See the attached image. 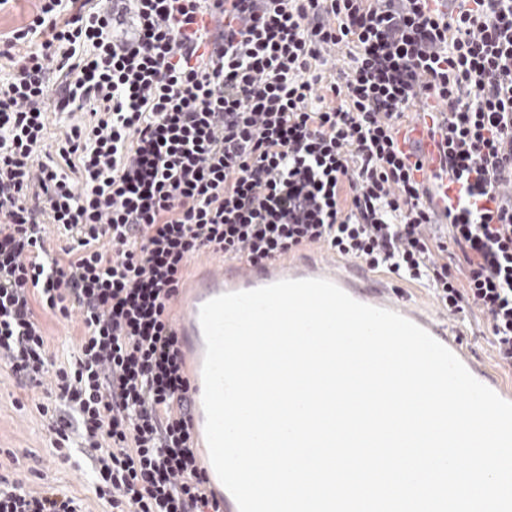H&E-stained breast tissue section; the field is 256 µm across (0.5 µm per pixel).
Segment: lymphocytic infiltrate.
<instances>
[{"instance_id":"f902f5d3","label":"lymphocytic infiltrate","mask_w":512,"mask_h":512,"mask_svg":"<svg viewBox=\"0 0 512 512\" xmlns=\"http://www.w3.org/2000/svg\"><path fill=\"white\" fill-rule=\"evenodd\" d=\"M6 67L0 364L42 388L51 448L88 449L113 512H219L169 316L201 253L322 246L479 311L512 371V0H40L0 42ZM418 104L457 189L443 213L399 147ZM42 311L79 315L73 359ZM0 512L83 508L0 474Z\"/></svg>"}]
</instances>
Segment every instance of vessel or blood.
Here are the masks:
<instances>
[{
	"instance_id": "obj_1",
	"label": "vessel or blood",
	"mask_w": 512,
	"mask_h": 512,
	"mask_svg": "<svg viewBox=\"0 0 512 512\" xmlns=\"http://www.w3.org/2000/svg\"><path fill=\"white\" fill-rule=\"evenodd\" d=\"M408 146L419 150L423 159L424 169L418 174L419 180L432 181L439 172L444 155L445 142L442 137L430 134L419 123L412 127ZM311 278L329 280L361 303L399 313L452 351L477 380L504 400L512 401V390L505 389L486 369L473 348L461 340L454 322L445 315L409 301L394 286L381 281L358 263L341 265L330 254L308 255L290 264L269 261L247 265L223 260L201 264L191 283L179 287L174 297L179 315L173 322V329L189 362L185 396L194 446L203 448L207 445L203 407L205 341L199 319L203 304L228 292L252 290L285 279ZM203 471L210 491L223 506L224 512H238L235 499L218 479L212 464H204Z\"/></svg>"
}]
</instances>
